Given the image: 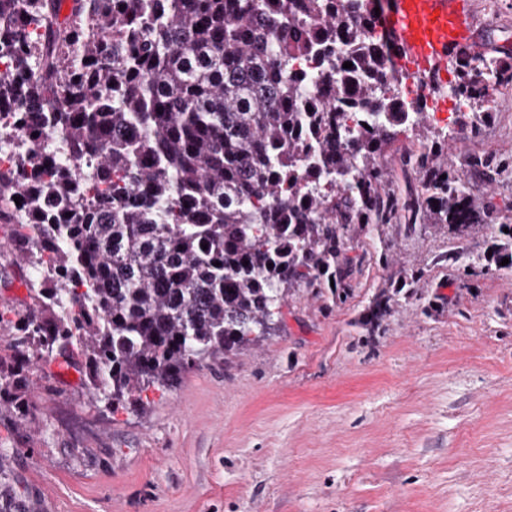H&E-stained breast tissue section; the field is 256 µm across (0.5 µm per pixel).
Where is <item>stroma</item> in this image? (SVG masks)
<instances>
[{"label":"stroma","mask_w":512,"mask_h":512,"mask_svg":"<svg viewBox=\"0 0 512 512\" xmlns=\"http://www.w3.org/2000/svg\"><path fill=\"white\" fill-rule=\"evenodd\" d=\"M482 53L512 59V0H468ZM489 119L431 123L486 213L478 231L434 224L353 242L347 294L296 292L284 324L230 362L186 371L144 408L113 410L85 388L80 344L28 372L29 422L0 403L8 512H512V270L488 252L512 225V87ZM398 132L380 161L421 193ZM504 160L508 169L472 166ZM0 216V366L31 303ZM400 289L380 322L372 298Z\"/></svg>","instance_id":"stroma-1"}]
</instances>
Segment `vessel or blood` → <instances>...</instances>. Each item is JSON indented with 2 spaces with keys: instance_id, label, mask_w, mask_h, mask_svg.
Wrapping results in <instances>:
<instances>
[{
  "instance_id": "vessel-or-blood-1",
  "label": "vessel or blood",
  "mask_w": 512,
  "mask_h": 512,
  "mask_svg": "<svg viewBox=\"0 0 512 512\" xmlns=\"http://www.w3.org/2000/svg\"><path fill=\"white\" fill-rule=\"evenodd\" d=\"M381 26L401 46L404 64L437 70L459 45L476 42L467 0H397Z\"/></svg>"
}]
</instances>
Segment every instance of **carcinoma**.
<instances>
[{"instance_id": "1", "label": "carcinoma", "mask_w": 512, "mask_h": 512, "mask_svg": "<svg viewBox=\"0 0 512 512\" xmlns=\"http://www.w3.org/2000/svg\"><path fill=\"white\" fill-rule=\"evenodd\" d=\"M379 6L73 0L62 17L60 0H0V52L16 69L0 79V109L30 101L16 119L36 134L31 144L0 136L12 156L0 199L20 198L32 217L18 253L33 271L32 306L18 320L12 386H0L18 420L29 406L16 376L75 340L92 393L137 403L271 335L299 288L341 296L348 244L383 236L400 212L455 232L479 223L481 208L428 139L434 77L415 76L410 102L387 80L396 67ZM23 17L40 32L27 36ZM302 59L319 66L334 111L307 94L293 70ZM485 61L490 83L476 72ZM451 67V89L485 115L492 85L512 83L511 66L467 49ZM352 108L374 115L369 128L351 132ZM401 127L426 141L409 157L421 201L391 190L377 161ZM499 232L496 261L512 269V225ZM395 304L380 293L371 319Z\"/></svg>"}]
</instances>
